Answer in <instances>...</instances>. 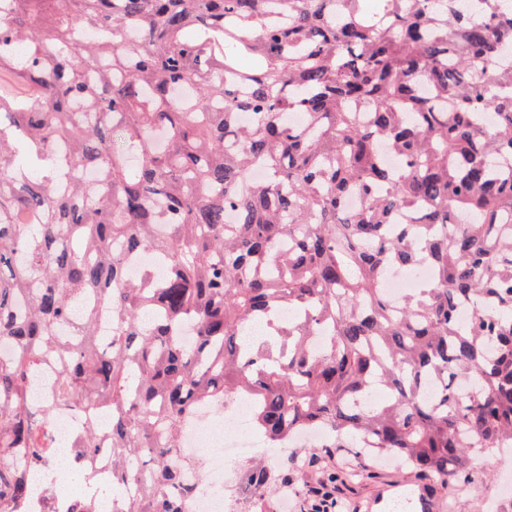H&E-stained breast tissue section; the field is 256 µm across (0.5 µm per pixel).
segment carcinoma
Instances as JSON below:
<instances>
[{
    "instance_id": "carcinoma-1",
    "label": "carcinoma",
    "mask_w": 512,
    "mask_h": 512,
    "mask_svg": "<svg viewBox=\"0 0 512 512\" xmlns=\"http://www.w3.org/2000/svg\"><path fill=\"white\" fill-rule=\"evenodd\" d=\"M362 2L0 12V512H25L58 405L87 415L88 478L109 410L117 512H184L179 435L237 396L272 447L321 426V447L354 439L430 493L512 443V10ZM142 250L164 278L127 279L121 252ZM419 266L393 303L385 270ZM86 293L112 304L106 344L92 306L59 333Z\"/></svg>"
}]
</instances>
